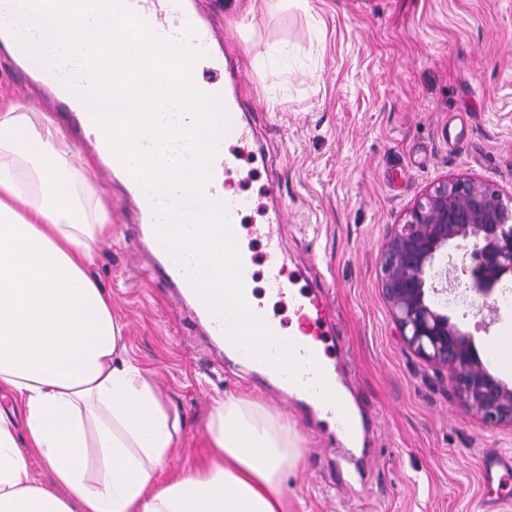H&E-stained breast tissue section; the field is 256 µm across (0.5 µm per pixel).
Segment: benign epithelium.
I'll list each match as a JSON object with an SVG mask.
<instances>
[{
    "label": "benign epithelium",
    "instance_id": "benign-epithelium-1",
    "mask_svg": "<svg viewBox=\"0 0 512 512\" xmlns=\"http://www.w3.org/2000/svg\"><path fill=\"white\" fill-rule=\"evenodd\" d=\"M464 248L460 262L438 254ZM380 282L397 335L417 357L449 370L452 387L483 426L512 425V386L491 375L478 359L472 336L451 321L431 295L467 289L487 299L503 277L512 276V197L495 186L450 177L424 193L394 225L382 247Z\"/></svg>",
    "mask_w": 512,
    "mask_h": 512
}]
</instances>
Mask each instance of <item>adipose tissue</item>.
<instances>
[{"label": "adipose tissue", "mask_w": 512, "mask_h": 512, "mask_svg": "<svg viewBox=\"0 0 512 512\" xmlns=\"http://www.w3.org/2000/svg\"><path fill=\"white\" fill-rule=\"evenodd\" d=\"M49 114L0 102V390L24 413L25 441L0 411V512H283L296 430L255 401L214 403L217 458L167 482L179 420L124 357L126 325L87 268L112 235L90 192L92 164ZM54 483H36L30 457Z\"/></svg>", "instance_id": "adipose-tissue-1"}]
</instances>
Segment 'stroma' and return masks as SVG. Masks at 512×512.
<instances>
[{
	"instance_id": "35a3bbf8",
	"label": "stroma",
	"mask_w": 512,
	"mask_h": 512,
	"mask_svg": "<svg viewBox=\"0 0 512 512\" xmlns=\"http://www.w3.org/2000/svg\"><path fill=\"white\" fill-rule=\"evenodd\" d=\"M244 74L254 140L236 145L230 187L250 197L244 224L265 223L271 187L285 198L278 228L286 268L335 299L350 359L347 381L379 420L362 429L340 492L331 466L344 449L317 410L293 413L175 306L122 222L127 201L105 177L112 237L89 274L126 323L127 354L146 368L180 420L172 469L212 456L215 399L259 402L301 435L298 468L283 476L287 512H480L481 449L512 456V427H484L452 388L399 340L380 288L391 227L436 182L468 176L512 195V0H192ZM0 98L37 112L53 99L0 46ZM477 354L512 333V306L448 308Z\"/></svg>"
}]
</instances>
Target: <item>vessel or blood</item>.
I'll return each instance as SVG.
<instances>
[{"instance_id": "b4317fda", "label": "vessel or blood", "mask_w": 512, "mask_h": 512, "mask_svg": "<svg viewBox=\"0 0 512 512\" xmlns=\"http://www.w3.org/2000/svg\"><path fill=\"white\" fill-rule=\"evenodd\" d=\"M188 2L189 0H126L127 6L158 34L212 54L216 32L211 25L198 20L191 13ZM213 64L226 68L229 74V85L223 92L224 105L230 116V126L225 138L239 143L248 142L253 138L254 130L243 111L244 102L238 91L243 82L242 71L235 66H226L224 58L221 57H214ZM95 151L106 158V172L131 200L133 209L129 211L126 221L135 226L138 246L149 251L152 268L171 288L175 304L188 308L192 321L201 324L206 335L213 341L224 342L226 335L223 322L199 301L179 266L157 241L153 230L155 216L152 204L135 175L111 151L107 141L97 143ZM238 170V154L231 149H220L213 164V180L207 188L209 196L226 205L232 225L236 228L240 227L239 217L247 206L245 199L228 190ZM268 245L267 286L296 316L297 331L291 337L296 355L303 361L315 359L326 372L328 386H337V376L328 370L327 338L333 335L334 329L326 297L320 288L303 290L286 280L282 274V260L276 238H269ZM255 368L260 377L273 380L284 387L286 401L292 410H300L304 405L320 404L319 395L311 388L314 380L311 369H303L299 381L294 382L264 362H256ZM480 466L485 486L495 485L501 489L503 495L512 494V457L486 451L480 456Z\"/></svg>"}]
</instances>
